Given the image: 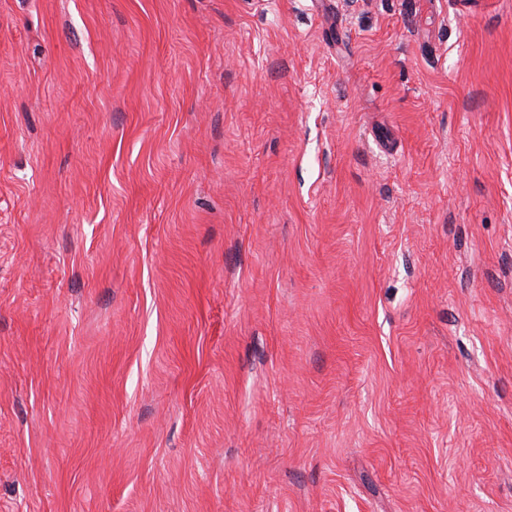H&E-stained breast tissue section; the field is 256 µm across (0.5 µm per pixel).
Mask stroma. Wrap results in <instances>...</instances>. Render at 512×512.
<instances>
[{"instance_id": "stroma-1", "label": "stroma", "mask_w": 512, "mask_h": 512, "mask_svg": "<svg viewBox=\"0 0 512 512\" xmlns=\"http://www.w3.org/2000/svg\"><path fill=\"white\" fill-rule=\"evenodd\" d=\"M0 512H512V0H0Z\"/></svg>"}]
</instances>
